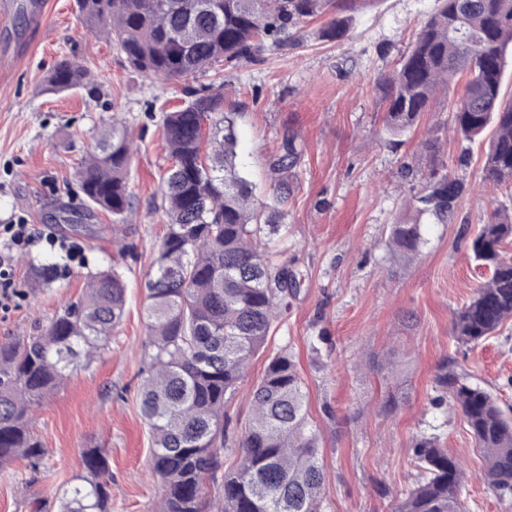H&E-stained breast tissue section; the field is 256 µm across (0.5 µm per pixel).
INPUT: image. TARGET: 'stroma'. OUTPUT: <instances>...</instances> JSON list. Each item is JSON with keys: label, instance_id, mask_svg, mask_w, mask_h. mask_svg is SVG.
Instances as JSON below:
<instances>
[{"label": "stroma", "instance_id": "obj_1", "mask_svg": "<svg viewBox=\"0 0 512 512\" xmlns=\"http://www.w3.org/2000/svg\"><path fill=\"white\" fill-rule=\"evenodd\" d=\"M29 0H11L0 23V224L51 225L76 251L37 242L14 257L17 305L0 314V342L45 326L84 292L91 274L120 263L129 283L126 313L104 349L74 369L32 414L48 456V477L25 463L0 472V512H33L82 472L87 448L106 451L111 512H158L163 484L153 471L151 436L139 408L147 318L144 283L154 269L166 218L160 177L171 159L161 135L163 111L187 101V87H224L236 114L237 162L272 203L290 186L272 259L304 282L278 321L268 352L288 347L304 382L309 421L327 471L326 512H392L415 481L420 435L435 433L463 471L465 512H512V498L484 483L481 453L457 414L430 404L438 365L455 354L472 381L512 405V325L477 346L451 338L454 312L468 303L486 271L469 240L494 210H512V189L484 184L486 142L457 134L439 96L414 131L384 129L375 76L393 70L418 22L436 0H371L346 35L319 39L321 19L289 26L288 49L266 44L235 67L214 66L196 80L159 81L132 68L105 37L87 29L75 0H47L42 29L30 26ZM89 72L87 88L48 89L61 59ZM127 126L133 140L128 176L134 208L124 223L87 206L80 172L102 132ZM301 148L292 171L271 162L285 138ZM437 141L430 155L422 143ZM446 162L467 191L451 223L410 209L433 161ZM395 224H417L423 244L406 256L390 241ZM324 336L321 355L308 348Z\"/></svg>", "mask_w": 512, "mask_h": 512}]
</instances>
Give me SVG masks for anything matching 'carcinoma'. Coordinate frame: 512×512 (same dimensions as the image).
Here are the masks:
<instances>
[{"label":"carcinoma","mask_w":512,"mask_h":512,"mask_svg":"<svg viewBox=\"0 0 512 512\" xmlns=\"http://www.w3.org/2000/svg\"><path fill=\"white\" fill-rule=\"evenodd\" d=\"M368 0H76L91 30L107 33L135 70L152 79L186 80L205 67H233L300 20L325 14L322 39L344 36ZM512 52V0H438L397 67L376 87L383 123L394 136L410 132L441 93L453 94L456 131L470 141L491 134L483 179L512 187V100L502 75ZM57 91L86 84V73L62 59L47 77ZM181 107L163 113L162 137L172 166L162 176L167 228L152 275L144 283L148 336L139 407L152 433L153 469L165 496L160 512H325L326 472L320 438L309 426L295 355L283 348L265 359L248 422L233 426L228 404L252 360L265 352L276 322L288 315L300 281L272 262L268 245L284 212L255 200L236 163L234 112L224 86L192 88ZM296 143H282L272 168H294ZM132 141L123 125L100 137L81 172L86 201L120 220L131 211ZM465 184L433 165L422 213L450 221ZM392 243L414 253L420 225L394 224ZM512 216L493 212L469 244L476 266L489 271L471 301L454 312L452 338L478 345L512 320ZM128 283L117 267L92 274L76 302L30 336L0 343V469L25 460L38 469L46 449L30 430L32 410L122 322ZM430 404L452 409L480 449L490 489L512 494V414L469 381L458 360L437 368ZM417 481L395 512H461L459 463L435 434L413 448ZM86 474L64 489L58 512H110L103 448L82 454ZM217 487L210 496L207 485Z\"/></svg>","instance_id":"carcinoma-1"}]
</instances>
